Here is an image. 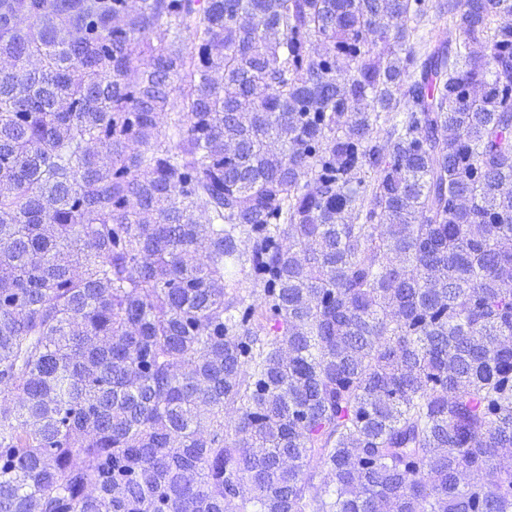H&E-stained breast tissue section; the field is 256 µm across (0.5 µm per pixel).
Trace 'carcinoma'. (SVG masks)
Returning a JSON list of instances; mask_svg holds the SVG:
<instances>
[{"label": "carcinoma", "instance_id": "1", "mask_svg": "<svg viewBox=\"0 0 512 512\" xmlns=\"http://www.w3.org/2000/svg\"><path fill=\"white\" fill-rule=\"evenodd\" d=\"M510 16L0 0V512H512Z\"/></svg>", "mask_w": 512, "mask_h": 512}]
</instances>
